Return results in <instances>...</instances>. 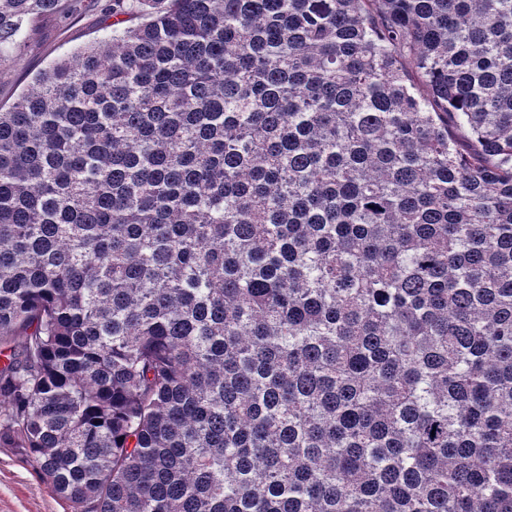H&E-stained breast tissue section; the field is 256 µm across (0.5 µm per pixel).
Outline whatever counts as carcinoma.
<instances>
[{
    "label": "carcinoma",
    "instance_id": "cac0c4a2",
    "mask_svg": "<svg viewBox=\"0 0 512 512\" xmlns=\"http://www.w3.org/2000/svg\"><path fill=\"white\" fill-rule=\"evenodd\" d=\"M110 13L0 109V448L71 512H512V0Z\"/></svg>",
    "mask_w": 512,
    "mask_h": 512
}]
</instances>
